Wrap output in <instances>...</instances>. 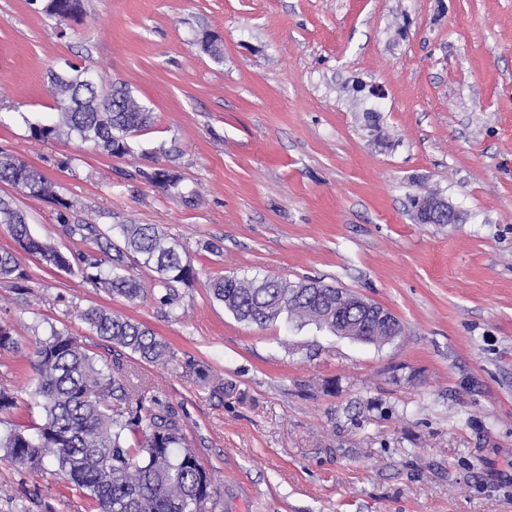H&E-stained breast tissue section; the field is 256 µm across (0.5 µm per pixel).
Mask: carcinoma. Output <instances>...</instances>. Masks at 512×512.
Segmentation results:
<instances>
[{
  "mask_svg": "<svg viewBox=\"0 0 512 512\" xmlns=\"http://www.w3.org/2000/svg\"><path fill=\"white\" fill-rule=\"evenodd\" d=\"M46 13L59 21L84 14L83 0H52ZM64 78L51 77L56 119L31 124L39 140L76 136L104 152L122 156L129 152L127 138L147 129L152 113L125 88L102 96L79 83L82 70L69 66ZM0 182L20 192L51 201L58 223L69 235L93 250L67 255L35 238L24 214L0 199V226L7 229L15 247L0 251V277H13L16 287L29 279L21 263L33 258L48 267L69 271L73 267L96 288L127 300L140 298L145 287L133 274L136 266L154 273L159 301L176 313L177 285L194 279L178 244L154 224H119L123 244L112 240L94 224L70 221L72 202L60 196L56 185L41 172L10 155L0 160ZM279 278L245 279L235 275L214 277L210 295L238 320L263 326L287 314L288 321L314 323L335 332L328 322L329 298L336 287L314 281ZM93 334L112 345L108 353L95 352L82 340L55 328L35 338L25 352L12 330L0 325V352L20 354L30 360L34 376L31 392L41 420L31 426L15 424L0 433L4 458L33 471H53L67 480L94 512H215L220 491L195 451L189 448L180 417L142 383L123 361L121 348L151 363L169 357L165 341L145 325L92 307L85 314ZM135 445L128 444L129 435Z\"/></svg>",
  "mask_w": 512,
  "mask_h": 512,
  "instance_id": "cac0c4a2",
  "label": "carcinoma"
}]
</instances>
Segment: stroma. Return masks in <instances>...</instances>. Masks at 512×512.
Segmentation results:
<instances>
[{
	"instance_id": "stroma-1",
	"label": "stroma",
	"mask_w": 512,
	"mask_h": 512,
	"mask_svg": "<svg viewBox=\"0 0 512 512\" xmlns=\"http://www.w3.org/2000/svg\"><path fill=\"white\" fill-rule=\"evenodd\" d=\"M44 4L0 0V151L53 181L72 222L158 225L196 277L175 318L156 290L130 302L29 259L28 291L0 278V324L27 346L53 327L93 345L83 314L104 307L167 342V363H130L182 419L216 512H512V0H84L65 26ZM69 62L152 112L130 154L31 137ZM162 168L178 188L154 184ZM428 190L460 223L416 221ZM1 197L80 249L53 203ZM233 274L321 280L403 332L375 345L239 321L207 288ZM32 376L0 353L12 421L40 420ZM0 512L87 503L0 460Z\"/></svg>"
}]
</instances>
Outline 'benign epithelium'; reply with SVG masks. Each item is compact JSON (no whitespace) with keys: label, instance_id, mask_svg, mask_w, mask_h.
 <instances>
[{"label":"benign epithelium","instance_id":"obj_1","mask_svg":"<svg viewBox=\"0 0 512 512\" xmlns=\"http://www.w3.org/2000/svg\"><path fill=\"white\" fill-rule=\"evenodd\" d=\"M414 212L418 220L428 216H446L450 224L459 220L456 208L437 194L416 198ZM369 329H378L393 338L401 333L400 322L391 311L344 288L336 289V334L360 340Z\"/></svg>","mask_w":512,"mask_h":512}]
</instances>
